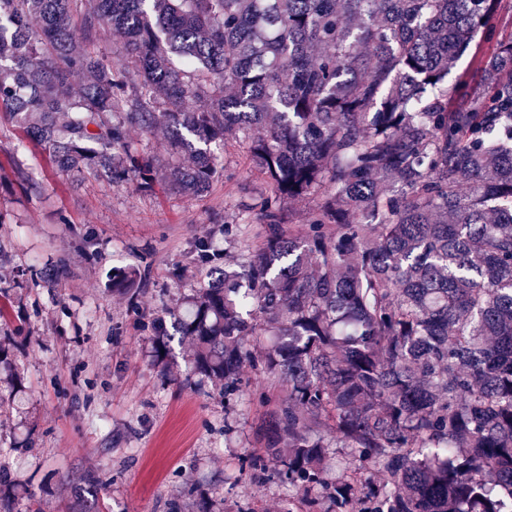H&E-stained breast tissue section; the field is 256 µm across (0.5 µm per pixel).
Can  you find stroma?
<instances>
[{
  "label": "stroma",
  "mask_w": 512,
  "mask_h": 512,
  "mask_svg": "<svg viewBox=\"0 0 512 512\" xmlns=\"http://www.w3.org/2000/svg\"><path fill=\"white\" fill-rule=\"evenodd\" d=\"M224 176L202 197L85 174L71 184L45 152L22 148L0 114V499L15 512H83L98 474L110 512H284L286 483L241 467L262 448L284 394L244 367L233 395L193 372L196 346L175 335L157 357L153 322L185 315L204 268L199 240L249 258L263 231L241 234L242 199L264 191L224 134ZM134 268L140 294L112 286Z\"/></svg>",
  "instance_id": "stroma-1"
}]
</instances>
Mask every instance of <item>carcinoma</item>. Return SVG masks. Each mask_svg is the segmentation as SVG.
I'll list each match as a JSON object with an SVG mask.
<instances>
[{"instance_id": "1", "label": "carcinoma", "mask_w": 512, "mask_h": 512, "mask_svg": "<svg viewBox=\"0 0 512 512\" xmlns=\"http://www.w3.org/2000/svg\"><path fill=\"white\" fill-rule=\"evenodd\" d=\"M506 5L0 0L15 30L0 110L57 171L150 190L126 131L161 126L191 159L169 172L178 191L223 175L226 131L266 179L245 206L266 225L257 250L223 270L201 243L224 287L200 289L181 327L224 395L245 363L286 387L247 464L310 509L512 512V38L492 25ZM102 24L124 63L91 49ZM263 331L276 341L257 355ZM333 448L353 473L330 475Z\"/></svg>"}]
</instances>
